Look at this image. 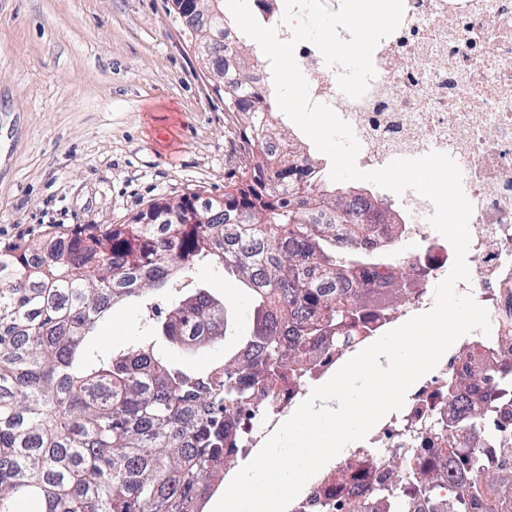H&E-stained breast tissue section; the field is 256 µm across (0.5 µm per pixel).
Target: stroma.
<instances>
[{
	"label": "stroma",
	"instance_id": "obj_1",
	"mask_svg": "<svg viewBox=\"0 0 512 512\" xmlns=\"http://www.w3.org/2000/svg\"><path fill=\"white\" fill-rule=\"evenodd\" d=\"M239 114L172 0H0V250L84 224H126L153 202L220 195L239 174ZM222 302L225 335L178 352L192 370L250 334L249 293L208 261L185 278ZM160 291L113 305L108 351L146 335Z\"/></svg>",
	"mask_w": 512,
	"mask_h": 512
}]
</instances>
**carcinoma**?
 I'll return each mask as SVG.
<instances>
[{
  "mask_svg": "<svg viewBox=\"0 0 512 512\" xmlns=\"http://www.w3.org/2000/svg\"><path fill=\"white\" fill-rule=\"evenodd\" d=\"M205 35L208 66L224 87L239 131L240 176L224 187V219L117 224L55 232L0 252V512H198L224 458L230 427L212 411L209 372H192L139 342L103 358L86 346L112 304L173 287V274L211 260L241 274L251 297L253 359H224V398L259 400L253 381L302 364L324 336L354 335L368 287L389 265L394 211L368 194L338 193L308 155L286 144L275 102L258 105L241 84L259 67L257 51ZM204 288L178 301L158 335L178 349L216 342L224 307ZM466 458L474 475L456 484L479 497L478 512H512L488 475L483 453Z\"/></svg>",
  "mask_w": 512,
  "mask_h": 512,
  "instance_id": "1",
  "label": "carcinoma"
}]
</instances>
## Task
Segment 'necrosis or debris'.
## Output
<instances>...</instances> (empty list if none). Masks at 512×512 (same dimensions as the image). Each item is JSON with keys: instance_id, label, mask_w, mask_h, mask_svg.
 I'll list each match as a JSON object with an SVG mask.
<instances>
[{"instance_id": "1", "label": "necrosis or debris", "mask_w": 512, "mask_h": 512, "mask_svg": "<svg viewBox=\"0 0 512 512\" xmlns=\"http://www.w3.org/2000/svg\"><path fill=\"white\" fill-rule=\"evenodd\" d=\"M403 7L400 26L373 52L376 76L361 98L339 89L338 68L326 65L313 43L297 44L294 55L311 100L352 126L362 169L433 151L455 159L473 205L470 279L456 289L488 310L491 332L458 339L409 389L403 408L343 448L306 482L286 512H336L358 498L367 500L371 512H427L406 480L410 474L437 487L448 512H461L449 487L467 476L468 464L464 457H447L435 438L437 428L450 425L468 426L466 448L481 449L500 487H512V403L487 411L500 370L512 361V0H403ZM399 202L414 216L409 231L422 243L400 260L411 269L428 267V276L388 315L369 320L358 341L341 349L330 340L319 342L302 379L271 383L262 401L234 408V435L224 448L217 485L230 484L313 388L382 335L433 307L454 250L428 221L430 201L409 189ZM383 486L398 487V495H381Z\"/></svg>"}]
</instances>
